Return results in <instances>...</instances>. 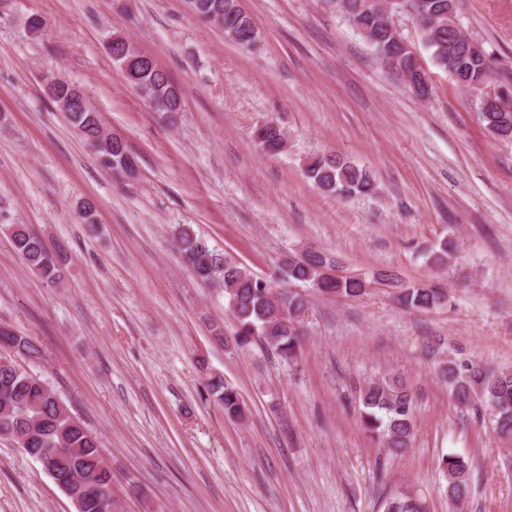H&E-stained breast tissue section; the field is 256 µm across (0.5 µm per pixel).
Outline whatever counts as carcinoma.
I'll list each match as a JSON object with an SVG mask.
<instances>
[{"mask_svg":"<svg viewBox=\"0 0 512 512\" xmlns=\"http://www.w3.org/2000/svg\"><path fill=\"white\" fill-rule=\"evenodd\" d=\"M458 0H402L404 8L417 23L426 48L440 68L457 76L456 84L466 90L484 86L495 72L496 59L483 43L448 26L457 16ZM193 15L236 28L240 46L246 48L259 40V31L238 0H185ZM338 10L368 42L381 61L389 52L405 57L406 81L418 78L419 62L408 56L392 40L384 16L369 0H335ZM112 60L128 72L127 80L156 112H177L181 97L177 86L155 63L142 53H131L118 34L108 42ZM44 92L56 105H66L68 123L98 153L101 166L125 172L135 157L118 136L106 133L100 113L89 103L81 87L55 74L42 76ZM478 118L495 133L512 130V109L478 103ZM256 139L268 155L282 152L283 130L270 121L257 130ZM306 176L323 193L340 198L368 196L376 192V179L365 168L339 156L314 157L305 163ZM10 205L0 201V225L10 237L14 251L25 266L48 285L59 284L64 277L60 249L50 248L45 240L26 224H13L3 218ZM181 262L202 283L223 291L236 330L232 338L238 349L260 342L283 362H292L301 346L298 322L308 310L309 292L326 296L358 298L366 293V280L358 276L330 279L324 272L336 266L335 256L311 250L280 265L279 286L256 276L246 266L224 256L189 224H177L172 233ZM456 249L448 239L430 253L434 265H443ZM389 284L400 288L398 302L407 308L428 310L445 303L444 289L429 284L400 286L397 275L385 274ZM0 436L13 441L25 453L51 449L43 457L42 469L64 485L94 479L79 491L82 512H109L118 508L117 499L108 500L101 490L112 486V468L104 461L99 441L63 406L51 389L28 370V362L42 357L38 341L0 328ZM441 374L457 403L470 401L486 406L494 413L495 429L508 440L512 438V372L482 368L470 360L448 358ZM205 400L222 408L228 418L241 419L245 409L237 390L224 382L221 375L208 374L203 386ZM360 418L371 437L395 452L408 447L413 436L414 406L410 385L401 376L388 374L361 390ZM440 466L448 480V498L460 501L471 476L468 459L448 455ZM382 512H421L418 502L407 495H392L381 502Z\"/></svg>","mask_w":512,"mask_h":512,"instance_id":"1","label":"carcinoma"}]
</instances>
